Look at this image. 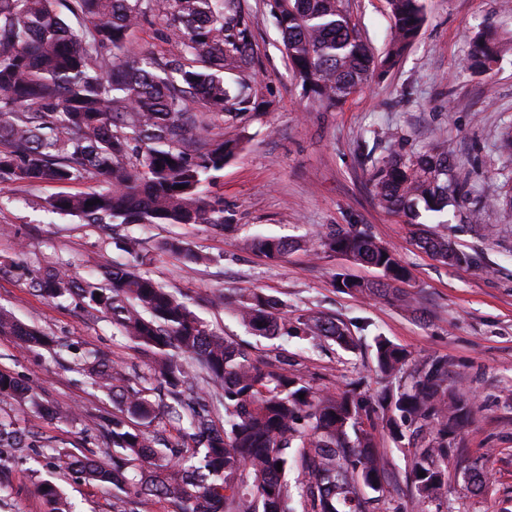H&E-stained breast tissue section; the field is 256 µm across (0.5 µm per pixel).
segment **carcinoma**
<instances>
[{
	"label": "carcinoma",
	"instance_id": "1",
	"mask_svg": "<svg viewBox=\"0 0 512 512\" xmlns=\"http://www.w3.org/2000/svg\"><path fill=\"white\" fill-rule=\"evenodd\" d=\"M276 2L296 77L308 95L330 103L356 93L372 64L392 67L424 24L421 0H388L391 46L376 62L351 26L344 0ZM59 6L81 19L82 27L73 29ZM232 6L229 0H0V184L101 176L106 187L60 194L51 202L53 212L104 226H224L223 204L205 188L238 143L209 137L195 104L222 113L230 103H250L245 85L224 82V72L248 64L244 31L224 34V10ZM159 14L181 33L179 59L127 50L131 31ZM498 60L496 45L478 36L468 67L486 72ZM449 172L445 156H395L376 168L375 196L390 213H442L463 190L448 180ZM319 240L380 271L376 282L338 275L337 288L346 293L383 296L408 277L395 253L365 232L332 229ZM114 245L137 264L146 258L133 237H116ZM417 245L446 264L471 262L442 237L421 236ZM258 248L281 259L290 244L268 239ZM156 250L186 264L206 260L180 239L161 241ZM32 287L52 299L76 296L107 318L149 357L156 387L142 386L110 358L83 353L91 385L120 411L99 420L112 441V466L54 448L40 450L30 431L4 419L0 454L31 451L52 460L59 471L110 484L123 493L117 512H130L129 505L152 498L176 500L181 512H401L377 496L383 467L372 451L370 428L378 413L395 441L411 445L409 479L420 505L433 502L447 483L448 460L455 452L448 427L470 417L472 407L448 389L446 358L425 359L411 369L403 349L375 337L376 369L390 384L375 407L354 392L319 393L283 362L255 358L248 348L214 334L185 301L130 266L104 270L99 282L78 281L60 264L36 277ZM236 314L255 336L324 337L344 348L355 344L344 324L290 317L278 298L261 292L241 296ZM0 333L27 347L52 344L3 310ZM184 357L213 384L211 401L197 403L186 418L181 409L193 390V371ZM156 390L170 399L166 415L185 422V434L199 447H155ZM0 395L33 405L38 399L35 386L2 371ZM216 405L224 409L220 427L213 420ZM154 460L166 464L146 473L143 464ZM290 470L297 472L292 483ZM42 496L50 512H75L51 483Z\"/></svg>",
	"mask_w": 512,
	"mask_h": 512
}]
</instances>
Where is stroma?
<instances>
[{"label": "stroma", "mask_w": 512, "mask_h": 512, "mask_svg": "<svg viewBox=\"0 0 512 512\" xmlns=\"http://www.w3.org/2000/svg\"><path fill=\"white\" fill-rule=\"evenodd\" d=\"M227 15L244 31L250 63L226 74L249 85V109L206 113L212 137L238 141L209 188L224 205V225L115 224L103 227L60 216L49 201L63 193L89 192L100 179L68 184L9 183L0 192V308L61 344L98 351L133 375L149 377L141 352L109 321L92 316L75 298L52 300L31 286L34 273L61 263L74 277H98L104 268L130 263L113 237L138 238L153 258L140 270L182 298L216 333L250 345L256 354H288V368L319 392L356 390L368 399L386 383L375 368L370 344L381 335L405 348L412 361L448 360V385L474 407L457 431L456 452L435 512H512V0H422L424 26L396 64L373 72L368 83L333 105L304 94L285 53L273 0H235ZM352 23L374 57L388 47V0H345ZM500 50L490 72L463 69L478 32ZM130 51L174 58L180 39L156 17L130 35ZM447 152L465 192L448 209L447 221L428 225L472 256L469 264L442 263L418 248L420 227L377 204L372 174L395 155ZM482 222H474V211ZM330 228L363 231L395 251L410 279L397 295L366 297L342 292L337 274L379 280L377 269L314 245ZM177 237L206 260L186 265L155 245ZM278 238L294 247L278 261L250 248L249 240ZM256 290L282 300L295 315L329 316L356 339L346 350L335 341L267 339L252 335L231 309L242 293ZM0 371L38 384L42 401L67 407L69 420L0 396V417L34 431L42 443L77 456L112 460L93 425L111 416L112 401L80 374L70 355L55 358L0 334ZM374 450L386 463L383 497L415 512V490L406 478L411 455L386 427ZM487 474L482 491L469 476ZM56 483L78 512H112L115 492L77 481L44 458L0 462V512H49L38 491Z\"/></svg>", "instance_id": "35a3bbf8"}]
</instances>
